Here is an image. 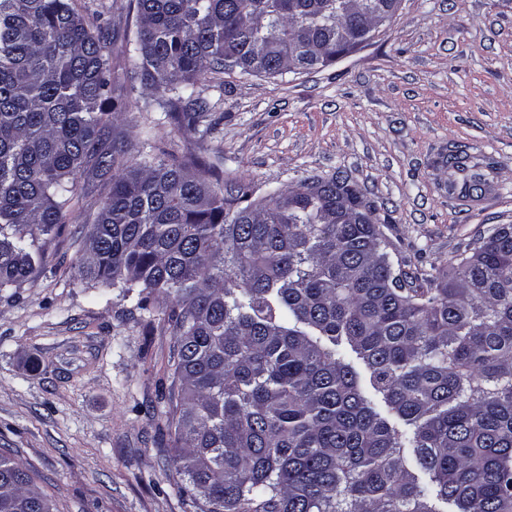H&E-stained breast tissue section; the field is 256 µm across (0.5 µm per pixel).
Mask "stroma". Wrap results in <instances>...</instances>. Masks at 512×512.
Here are the masks:
<instances>
[{
  "label": "stroma",
  "instance_id": "35a3bbf8",
  "mask_svg": "<svg viewBox=\"0 0 512 512\" xmlns=\"http://www.w3.org/2000/svg\"><path fill=\"white\" fill-rule=\"evenodd\" d=\"M113 50L112 133L129 165L149 151L257 194L312 176L356 183L394 265L420 286L512 224V0H400L366 45L332 64L200 83L189 125L145 109L151 95L115 47L133 39L132 0H73ZM495 165L472 195H448V152ZM109 185L80 174L62 230L19 288L0 290V449L13 452L54 512H200L171 450L177 396L172 300L78 278L75 265Z\"/></svg>",
  "mask_w": 512,
  "mask_h": 512
}]
</instances>
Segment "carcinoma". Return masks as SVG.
<instances>
[{
    "mask_svg": "<svg viewBox=\"0 0 512 512\" xmlns=\"http://www.w3.org/2000/svg\"><path fill=\"white\" fill-rule=\"evenodd\" d=\"M146 106L197 123V84L324 67L399 0H135ZM106 37L70 0H0V289L41 264L81 171L112 181L77 271L164 294L174 462L201 512H512V224L406 287L338 172L255 199L185 163L126 165ZM468 194L480 164L449 155ZM413 449L408 460L406 449ZM430 476L419 483L414 468ZM0 512H53L0 452Z\"/></svg>",
    "mask_w": 512,
    "mask_h": 512,
    "instance_id": "cac0c4a2",
    "label": "carcinoma"
}]
</instances>
